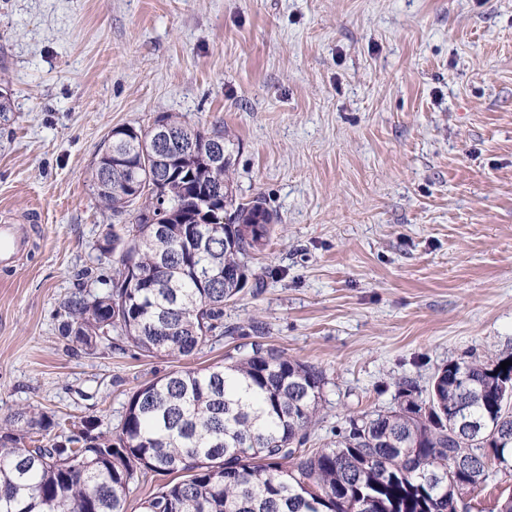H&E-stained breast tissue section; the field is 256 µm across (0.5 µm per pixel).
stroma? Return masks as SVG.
<instances>
[{"mask_svg":"<svg viewBox=\"0 0 512 512\" xmlns=\"http://www.w3.org/2000/svg\"><path fill=\"white\" fill-rule=\"evenodd\" d=\"M0 86V224L29 235L0 266V420L115 432L141 385L258 342L322 371L320 448L401 382L512 357V0H0ZM166 112L223 125L239 198L280 215L260 285L189 357L67 349L65 299L113 274L89 169Z\"/></svg>","mask_w":512,"mask_h":512,"instance_id":"1","label":"stroma"}]
</instances>
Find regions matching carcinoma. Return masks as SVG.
<instances>
[{
	"label": "carcinoma",
	"mask_w": 512,
	"mask_h": 512,
	"mask_svg": "<svg viewBox=\"0 0 512 512\" xmlns=\"http://www.w3.org/2000/svg\"><path fill=\"white\" fill-rule=\"evenodd\" d=\"M168 128L173 150L156 145ZM239 144L159 116L126 127L93 163L90 186L120 218L96 245L116 267L106 289L64 302L70 349H112L113 336L146 356L189 357L224 335V305L246 288L249 263L278 214L237 197L233 163H210L212 141ZM502 359L450 361L427 395L402 384L398 408L352 418L338 439L309 448L323 374L274 347L250 344L230 362L173 371L136 389L117 438L97 417L44 440L66 421L28 406L0 425V512H126L137 477L175 476L142 512H454L462 490L489 478L490 455L512 458V401Z\"/></svg>",
	"instance_id": "obj_1"
}]
</instances>
